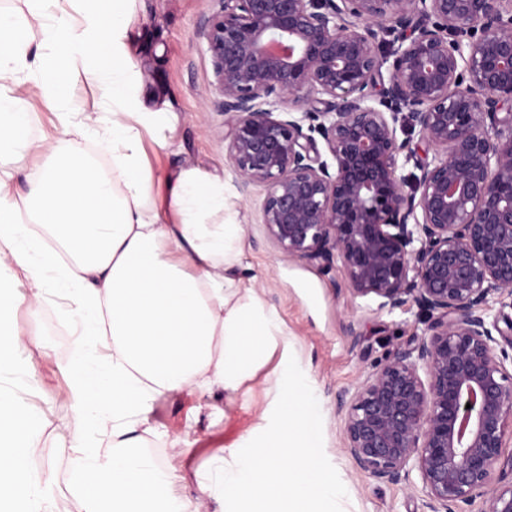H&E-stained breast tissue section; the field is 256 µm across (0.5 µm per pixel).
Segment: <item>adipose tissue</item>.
<instances>
[{"mask_svg":"<svg viewBox=\"0 0 512 512\" xmlns=\"http://www.w3.org/2000/svg\"><path fill=\"white\" fill-rule=\"evenodd\" d=\"M27 2L25 16L0 9V512H48L41 486L15 467L34 433L14 390L23 374L15 354L41 341L13 314L22 302L38 313L50 289L68 299L65 317L77 331L61 449L83 512H200L143 452L157 432L153 402L188 386L203 398L236 390L286 331L230 274L243 226L225 203L223 179L198 166L166 175L172 219L160 221L143 161V134L159 115L141 110L130 82L135 0H69L66 9L60 0ZM87 81L105 98L96 117L77 120L59 88ZM31 85L68 141L33 140ZM90 136L110 152V171L83 150ZM37 152L43 161L19 193L13 171ZM22 280L29 292L18 297ZM107 347L111 356H102ZM100 426L109 429L104 455L87 443Z\"/></svg>","mask_w":512,"mask_h":512,"instance_id":"ef3b65f1","label":"adipose tissue"}]
</instances>
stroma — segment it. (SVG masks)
I'll use <instances>...</instances> for the list:
<instances>
[{"label": "stroma", "instance_id": "stroma-1", "mask_svg": "<svg viewBox=\"0 0 512 512\" xmlns=\"http://www.w3.org/2000/svg\"><path fill=\"white\" fill-rule=\"evenodd\" d=\"M218 8V0H136L131 50L140 70V96L151 110L170 102L174 114L163 131L166 147L144 142L153 176L149 189L162 199L158 175L188 164L223 178L230 189L226 203L239 211L244 229L236 277L277 311L288 346L276 349L237 390L215 392L208 406H200L188 390L157 398L152 419L160 434L150 439L146 452L159 466L184 474L186 494L197 497L198 481L207 479L225 449L259 433L270 418L279 367L293 358L318 398L323 449L346 488V512H426L418 473L399 484H383L354 467L343 450L344 414L337 408L339 394L354 389L396 347L422 336L426 324L414 304L379 309L376 299L353 296L341 270L326 274L317 264L283 258L268 239L259 217L262 189L242 194L225 156L222 98L214 88L207 43L198 35L204 18ZM49 300L50 308L38 314L22 304L14 314L18 325L37 331L42 342L18 353L31 375L20 398L38 422L28 477L44 488L51 512H80L66 480L68 457L60 451L70 416L64 367L74 337L60 320L63 298L53 294Z\"/></svg>", "mask_w": 512, "mask_h": 512}]
</instances>
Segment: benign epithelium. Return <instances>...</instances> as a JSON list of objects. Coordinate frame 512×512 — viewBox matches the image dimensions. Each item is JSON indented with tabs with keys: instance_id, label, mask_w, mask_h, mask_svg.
<instances>
[{
	"instance_id": "7a95c632",
	"label": "benign epithelium",
	"mask_w": 512,
	"mask_h": 512,
	"mask_svg": "<svg viewBox=\"0 0 512 512\" xmlns=\"http://www.w3.org/2000/svg\"><path fill=\"white\" fill-rule=\"evenodd\" d=\"M219 2L199 35L268 238L428 321L339 397L345 452L381 483L417 470L430 512H512V320H488L512 307V0ZM415 131L433 158L410 182Z\"/></svg>"
}]
</instances>
